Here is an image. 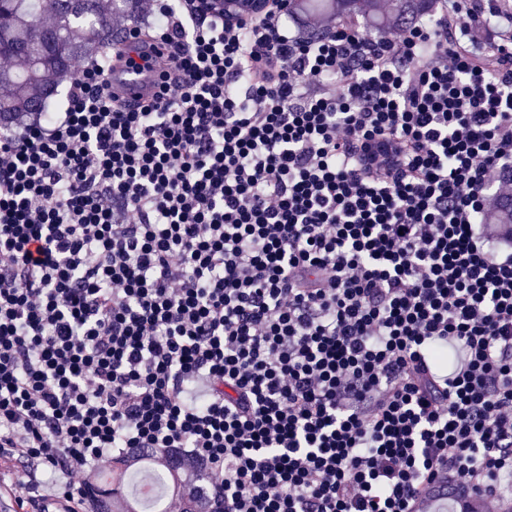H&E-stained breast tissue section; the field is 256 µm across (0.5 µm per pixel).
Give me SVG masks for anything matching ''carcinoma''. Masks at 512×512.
I'll list each match as a JSON object with an SVG mask.
<instances>
[{
  "label": "carcinoma",
  "instance_id": "obj_1",
  "mask_svg": "<svg viewBox=\"0 0 512 512\" xmlns=\"http://www.w3.org/2000/svg\"><path fill=\"white\" fill-rule=\"evenodd\" d=\"M291 15L304 19L355 18L362 15L370 28L384 30L392 18L412 21L429 15L437 0H289ZM139 0H0V58L12 66L0 68V114L10 119L21 112H43L47 99L64 82L76 79L75 64L82 58L105 53L118 29L137 15ZM51 24H40L42 15ZM488 224H512V198H495L486 215ZM165 471L155 468L157 455L134 452L112 464V476L128 477V484L150 473L163 481L156 506L164 510L172 489L185 501L183 512H212L216 500L210 494L211 476L201 470L196 484L187 487L177 479L180 461L174 454L163 457ZM96 512H114L112 487L100 476L92 490Z\"/></svg>",
  "mask_w": 512,
  "mask_h": 512
}]
</instances>
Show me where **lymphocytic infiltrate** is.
<instances>
[{"mask_svg": "<svg viewBox=\"0 0 512 512\" xmlns=\"http://www.w3.org/2000/svg\"><path fill=\"white\" fill-rule=\"evenodd\" d=\"M140 0L132 53L0 120V461L20 512L140 449L224 512L512 502V11L369 38ZM138 65L127 101L111 72ZM485 224H512V198H495L491 201Z\"/></svg>", "mask_w": 512, "mask_h": 512, "instance_id": "lymphocytic-infiltrate-1", "label": "lymphocytic infiltrate"}]
</instances>
